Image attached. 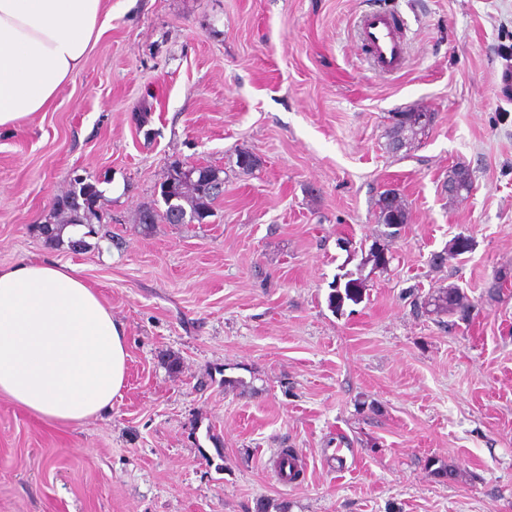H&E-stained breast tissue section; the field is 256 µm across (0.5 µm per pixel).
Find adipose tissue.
Wrapping results in <instances>:
<instances>
[{
	"mask_svg": "<svg viewBox=\"0 0 512 512\" xmlns=\"http://www.w3.org/2000/svg\"><path fill=\"white\" fill-rule=\"evenodd\" d=\"M102 0H0V129L45 111L100 31ZM122 326L69 266L0 269V396L53 424L112 408L125 385Z\"/></svg>",
	"mask_w": 512,
	"mask_h": 512,
	"instance_id": "1",
	"label": "adipose tissue"
}]
</instances>
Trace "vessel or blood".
Here are the masks:
<instances>
[{"instance_id":"obj_1","label":"vessel or blood","mask_w":512,"mask_h":512,"mask_svg":"<svg viewBox=\"0 0 512 512\" xmlns=\"http://www.w3.org/2000/svg\"><path fill=\"white\" fill-rule=\"evenodd\" d=\"M401 26L398 16L381 10L367 11L359 20L361 46L369 52L379 72L395 73L404 65Z\"/></svg>"}]
</instances>
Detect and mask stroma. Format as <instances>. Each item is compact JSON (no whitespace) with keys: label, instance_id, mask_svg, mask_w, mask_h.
<instances>
[{"label":"stroma","instance_id":"1","mask_svg":"<svg viewBox=\"0 0 512 512\" xmlns=\"http://www.w3.org/2000/svg\"><path fill=\"white\" fill-rule=\"evenodd\" d=\"M381 6L404 20L389 77L357 43ZM102 20L49 108L0 130V268L74 267L123 326L126 382L67 426L0 397V512H512V280L484 298L512 273V0H104ZM417 108L432 124L391 153V113ZM175 160L224 194L207 223L143 232ZM458 163L474 188L452 202ZM77 175L114 188L80 252L39 231ZM387 188L409 208L392 260L332 307ZM460 234L473 250L448 256ZM451 283L469 321L413 308Z\"/></svg>","mask_w":512,"mask_h":512}]
</instances>
